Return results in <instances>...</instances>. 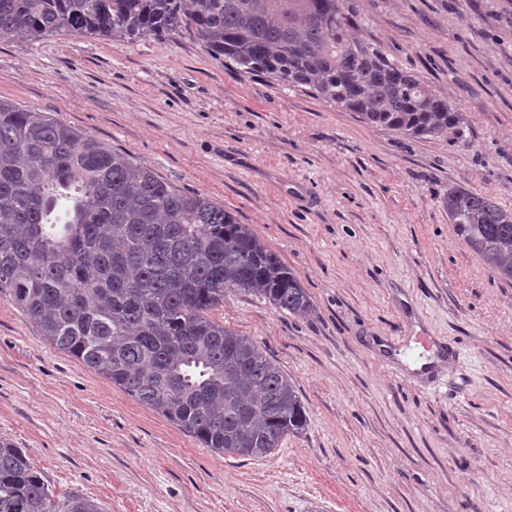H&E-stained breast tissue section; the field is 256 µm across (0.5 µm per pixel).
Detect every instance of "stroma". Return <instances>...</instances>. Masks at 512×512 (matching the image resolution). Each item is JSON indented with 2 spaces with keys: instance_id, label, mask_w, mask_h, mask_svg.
Instances as JSON below:
<instances>
[{
  "instance_id": "stroma-1",
  "label": "stroma",
  "mask_w": 512,
  "mask_h": 512,
  "mask_svg": "<svg viewBox=\"0 0 512 512\" xmlns=\"http://www.w3.org/2000/svg\"><path fill=\"white\" fill-rule=\"evenodd\" d=\"M356 37L462 113L413 138L244 76L185 31L0 40V98L232 211L294 271L305 318L245 292L212 318L298 388L263 457L206 448L0 298V438L107 512H512V279L458 236L449 187L512 209V0H349ZM444 361L414 372L419 337Z\"/></svg>"
}]
</instances>
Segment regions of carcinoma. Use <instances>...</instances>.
<instances>
[{
  "label": "carcinoma",
  "instance_id": "carcinoma-1",
  "mask_svg": "<svg viewBox=\"0 0 512 512\" xmlns=\"http://www.w3.org/2000/svg\"><path fill=\"white\" fill-rule=\"evenodd\" d=\"M345 0H0V40H134L185 28L243 74L310 91L367 124L438 137L461 117L412 71L352 38ZM483 261L512 279V210L461 186L443 198ZM243 290L295 317L297 275L247 224L44 112L0 99V296L56 349L220 454L263 457L306 425L288 374L210 313ZM0 512H106L54 496L0 439Z\"/></svg>",
  "mask_w": 512,
  "mask_h": 512
}]
</instances>
